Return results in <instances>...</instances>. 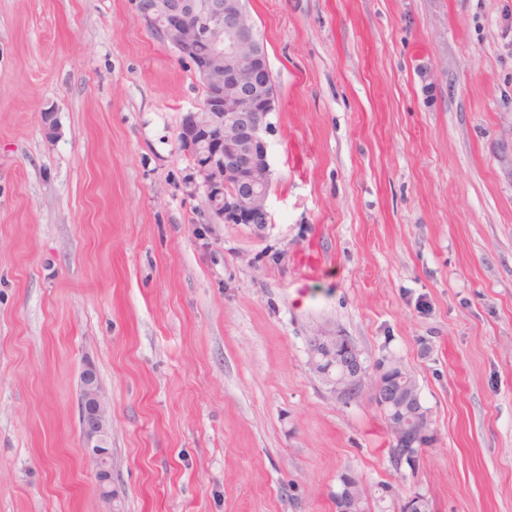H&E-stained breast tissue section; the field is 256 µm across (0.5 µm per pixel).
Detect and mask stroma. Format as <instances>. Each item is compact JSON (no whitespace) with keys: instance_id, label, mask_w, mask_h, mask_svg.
Wrapping results in <instances>:
<instances>
[{"instance_id":"35a3bbf8","label":"stroma","mask_w":512,"mask_h":512,"mask_svg":"<svg viewBox=\"0 0 512 512\" xmlns=\"http://www.w3.org/2000/svg\"><path fill=\"white\" fill-rule=\"evenodd\" d=\"M279 109L263 235L211 222L204 98L135 0H0V512H337L341 473L512 512V0H248ZM59 128L47 137L45 116ZM413 371L433 441L308 362L323 328ZM80 405L82 458L95 471L98 495L105 509L102 512H112V420L92 365H87L81 375Z\"/></svg>"}]
</instances>
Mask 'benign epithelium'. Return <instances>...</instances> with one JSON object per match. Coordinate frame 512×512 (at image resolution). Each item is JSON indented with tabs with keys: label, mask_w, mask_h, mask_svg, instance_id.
Returning a JSON list of instances; mask_svg holds the SVG:
<instances>
[{
	"label": "benign epithelium",
	"mask_w": 512,
	"mask_h": 512,
	"mask_svg": "<svg viewBox=\"0 0 512 512\" xmlns=\"http://www.w3.org/2000/svg\"><path fill=\"white\" fill-rule=\"evenodd\" d=\"M136 9L163 41L190 54L206 93L197 110L184 116L179 137L193 164L192 184L203 195L210 218L262 234L270 222L266 119L277 111L278 96L270 87L268 53L245 0H136ZM308 355L338 400L367 398L388 414L395 467L416 466L433 432L412 371L397 358L369 368L339 328L310 337ZM80 427L82 458L95 471L103 512H112V420L92 365L81 375ZM381 491L400 500L402 512L427 510L429 499L418 491L403 496L392 485ZM336 497L343 512H364L366 490L357 478L344 477Z\"/></svg>",
	"instance_id": "7a95c632"
}]
</instances>
